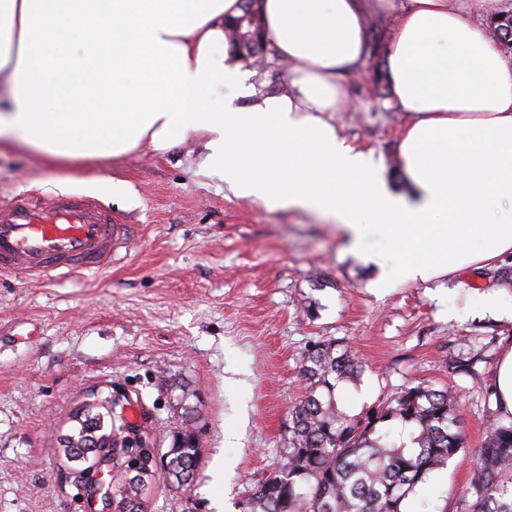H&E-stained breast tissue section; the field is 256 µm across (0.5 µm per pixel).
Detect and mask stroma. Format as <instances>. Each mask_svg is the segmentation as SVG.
Returning <instances> with one entry per match:
<instances>
[{
    "label": "stroma",
    "instance_id": "35a3bbf8",
    "mask_svg": "<svg viewBox=\"0 0 512 512\" xmlns=\"http://www.w3.org/2000/svg\"><path fill=\"white\" fill-rule=\"evenodd\" d=\"M372 66L343 81L354 111L334 115L338 134L372 153L388 179L399 170L407 112L372 89ZM203 144L177 138L108 164L98 182L79 168H50L18 148L0 151V203L22 191L99 199L136 227L99 272L29 282L0 276V512H90L59 439L73 411L122 390L126 415L159 452L194 426L201 465L192 483L151 480L146 512H240L256 479L288 446L289 409L303 393L311 342L343 338L363 372L336 386L356 416L405 385L447 386L461 399L464 451L411 496L407 512L455 508L494 408L479 388L494 382L512 321L479 308L490 270L435 285L372 288L395 253L378 234L364 263L337 227L301 209L270 211L235 198L201 166ZM483 352L478 377L449 373L452 358Z\"/></svg>",
    "mask_w": 512,
    "mask_h": 512
}]
</instances>
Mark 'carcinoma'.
Instances as JSON below:
<instances>
[{"instance_id":"1","label":"carcinoma","mask_w":512,"mask_h":512,"mask_svg":"<svg viewBox=\"0 0 512 512\" xmlns=\"http://www.w3.org/2000/svg\"><path fill=\"white\" fill-rule=\"evenodd\" d=\"M253 2L247 0L243 14L224 28L232 47L244 48L245 59L257 61L269 51L263 17ZM369 30L370 57L376 59L373 90L376 97L386 98L388 69L379 54L383 27L373 21ZM362 371V361L341 338L317 342L306 350L300 370L304 394L290 412L288 447L279 467L254 483L240 512H405L417 488L465 448L460 403L447 388L408 386L358 417L339 410L336 382ZM100 407L88 405L82 424L62 448L66 458L94 451L95 438L105 435L101 414L92 413ZM406 432L416 444L410 451L392 439ZM475 454L461 512H512V418L492 413ZM160 460L167 482L188 484L201 460L194 429L175 432ZM150 479L147 475L120 484L131 512H145L143 490Z\"/></svg>"}]
</instances>
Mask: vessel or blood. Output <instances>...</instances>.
I'll list each match as a JSON object with an SVG mask.
<instances>
[{"mask_svg":"<svg viewBox=\"0 0 512 512\" xmlns=\"http://www.w3.org/2000/svg\"><path fill=\"white\" fill-rule=\"evenodd\" d=\"M98 199L59 194L35 202L19 193L0 204V274L41 279L98 271L134 237Z\"/></svg>","mask_w":512,"mask_h":512,"instance_id":"obj_1","label":"vessel or blood"}]
</instances>
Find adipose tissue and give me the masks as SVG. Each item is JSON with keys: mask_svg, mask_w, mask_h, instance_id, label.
Returning a JSON list of instances; mask_svg holds the SVG:
<instances>
[{"mask_svg": "<svg viewBox=\"0 0 512 512\" xmlns=\"http://www.w3.org/2000/svg\"><path fill=\"white\" fill-rule=\"evenodd\" d=\"M376 5L396 15L389 104L410 114L399 184L333 123L352 107L341 78L369 57L360 0H259L264 41L291 65L281 94L226 61L243 0H0V149L90 171L191 132L234 197L330 218L355 252L381 235L402 258L375 287L495 266L512 255V53L486 0Z\"/></svg>", "mask_w": 512, "mask_h": 512, "instance_id": "1", "label": "adipose tissue"}]
</instances>
